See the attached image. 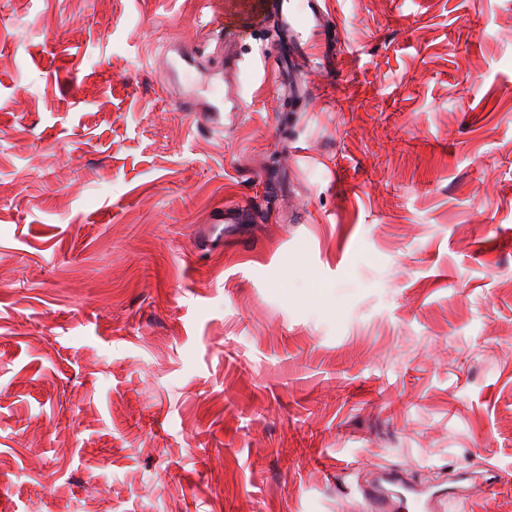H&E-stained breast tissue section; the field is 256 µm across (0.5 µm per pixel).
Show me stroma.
I'll use <instances>...</instances> for the list:
<instances>
[{"instance_id":"35a3bbf8","label":"stroma","mask_w":512,"mask_h":512,"mask_svg":"<svg viewBox=\"0 0 512 512\" xmlns=\"http://www.w3.org/2000/svg\"><path fill=\"white\" fill-rule=\"evenodd\" d=\"M331 7L338 82L247 40L218 135L157 63L200 0H0V512H512V0ZM238 210L240 208L225 207L224 223L229 224L225 229L220 227V225H210L206 228L208 241L211 245H214L216 248H222L224 246V236L227 238L240 234L241 227L238 224H241L242 221L238 217ZM464 480H469V485L455 484ZM497 482L498 473L490 466L475 478L468 472H461L448 487L413 484L402 469H375L359 490L369 503L370 512H399L409 510L408 505L416 512H431L441 510V503L448 499L481 497Z\"/></svg>"}]
</instances>
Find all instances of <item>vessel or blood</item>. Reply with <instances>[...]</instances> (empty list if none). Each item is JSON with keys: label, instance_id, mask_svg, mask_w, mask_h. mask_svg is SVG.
Masks as SVG:
<instances>
[{"label": "vessel or blood", "instance_id": "obj_1", "mask_svg": "<svg viewBox=\"0 0 512 512\" xmlns=\"http://www.w3.org/2000/svg\"><path fill=\"white\" fill-rule=\"evenodd\" d=\"M209 4L218 17L211 30L216 43L234 41L274 25L289 43L288 53L275 55L281 64L302 65L322 76L335 72L336 53L326 42L332 19L327 0H209ZM190 72L195 75L194 85L176 92L172 99L174 109L205 113L211 129H222L224 108L240 111V98L228 103L213 95L212 85L219 79V72L200 67L195 49L183 44L167 74L176 83L181 75ZM224 221V226L211 225L206 229L210 244L218 248L223 247L225 238L241 232L237 209L225 208ZM458 478V483L446 487L417 485L408 481L403 470L377 469L359 490L369 503L370 512H404L408 507L413 512H439L444 501L483 496L497 483L498 473L488 467L478 477L471 478L462 472Z\"/></svg>", "mask_w": 512, "mask_h": 512}]
</instances>
